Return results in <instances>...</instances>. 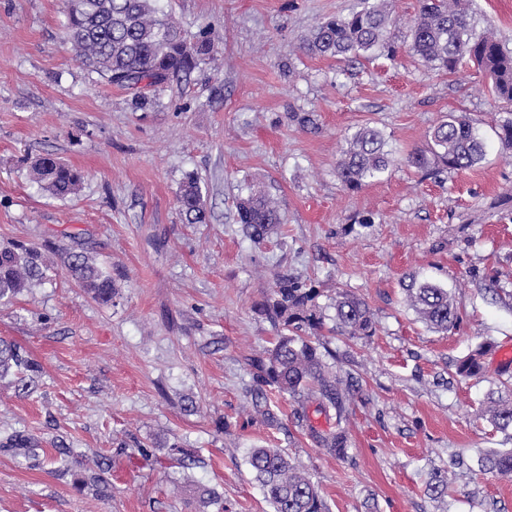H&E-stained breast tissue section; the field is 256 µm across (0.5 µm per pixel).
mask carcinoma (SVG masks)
Wrapping results in <instances>:
<instances>
[{"mask_svg":"<svg viewBox=\"0 0 512 512\" xmlns=\"http://www.w3.org/2000/svg\"><path fill=\"white\" fill-rule=\"evenodd\" d=\"M158 0H63L68 40L81 62L108 83L134 91L140 104L147 100L145 90L158 89L188 76L199 58L212 50L211 42H193L187 34L157 7ZM397 24L385 0H361V7L346 16L319 23L301 41L305 52L346 62L377 53L396 54L392 28ZM407 38L409 49L432 70L454 74L459 65L471 63L491 82L495 98L512 102V51L503 48L487 29L476 34L471 22L469 0H420L417 18ZM486 142L467 115L450 113L429 133L427 148L410 152L408 165L435 175L443 171L474 167L485 158ZM394 156L383 130L363 126L347 138V147L336 163V176L352 191L385 173ZM33 179L53 195L65 197L80 182V173L53 157L41 158L32 168ZM178 203L187 224H204L207 211L197 180L184 181ZM237 221L254 245L264 244L278 223L277 209L261 190H251L239 202ZM41 247L21 242L0 243V303L6 304L35 283L46 278L50 266ZM59 259L66 273L92 297L112 301V277L83 252H65ZM408 306L429 329L446 333L457 327L458 314L448 289L431 281L410 277L403 285ZM320 291L288 273L276 276L274 287L256 304L275 331L270 346L252 359L255 388L250 392L255 411L274 421L268 392L287 396L296 403L292 423L314 445L338 459L348 455V402L359 390V382L343 378L328 360L331 338H365L376 331L368 304L346 288H336L332 298L333 325L327 326L317 302ZM491 343L478 345L455 364L457 376L483 378V357ZM13 377L17 393L27 395L39 385L41 365L17 343L0 338V380ZM490 398L492 406L481 415L493 427L512 430V387ZM315 411L333 421L331 427L312 425L308 402ZM3 446L14 448L28 459L40 457L41 442L19 432L5 438ZM481 470L512 478V448L493 449L480 458ZM247 463L273 512H326L319 488L308 474L279 448H251ZM97 472L74 480L80 490L99 486L100 473L109 460H93ZM201 512L224 509L222 495L215 489L202 490Z\"/></svg>","mask_w":512,"mask_h":512,"instance_id":"carcinoma-1","label":"carcinoma"}]
</instances>
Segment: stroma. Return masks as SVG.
Instances as JSON below:
<instances>
[{
  "label": "stroma",
  "mask_w": 512,
  "mask_h": 512,
  "mask_svg": "<svg viewBox=\"0 0 512 512\" xmlns=\"http://www.w3.org/2000/svg\"><path fill=\"white\" fill-rule=\"evenodd\" d=\"M388 3L397 54L347 65L299 44L359 0H161L214 51L139 108L76 58L61 0H0V242L87 253L115 285L102 303L58 266L0 305V338L43 367L27 396L0 381V438L24 431L76 454L63 474L0 447V512H198L201 487L217 488L227 512H272L245 459L254 446L286 452L330 512H512V481L478 465L512 447L480 415L512 370L489 354L483 381L453 367L479 343L512 345V150L492 131L512 104L471 65L424 66L404 43L418 0ZM473 3L475 30L493 27L512 49V0ZM451 112L484 135L480 165L427 178L399 163L360 190L341 186L336 162L359 127L381 128L401 156ZM46 154L82 171L75 194L32 181ZM189 175L207 223L180 214ZM257 186L281 216L259 247L236 221L237 199ZM367 215L371 227L347 232ZM279 271L318 288L326 318L340 286L373 312L374 336L333 341L337 371L361 384L347 459L294 427L291 399L273 397L275 426L252 407L250 361L273 336L254 305ZM409 273L448 288L455 331L417 320L400 285ZM98 453L112 459L107 500L73 486ZM437 472L448 477L439 499L427 491Z\"/></svg>",
  "instance_id": "stroma-1"
}]
</instances>
